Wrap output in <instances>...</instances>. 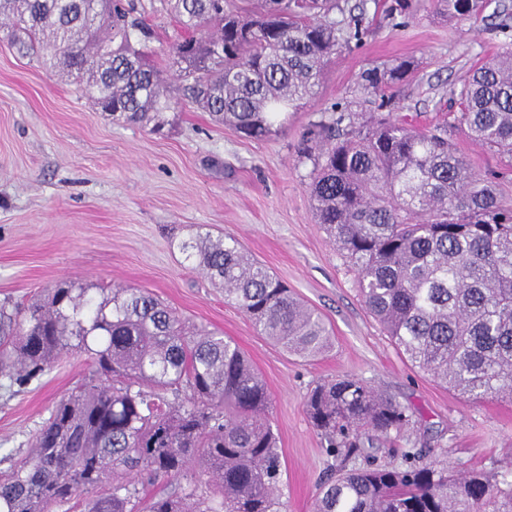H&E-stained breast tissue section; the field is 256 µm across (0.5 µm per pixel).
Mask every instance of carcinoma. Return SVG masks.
I'll return each instance as SVG.
<instances>
[{
    "mask_svg": "<svg viewBox=\"0 0 512 512\" xmlns=\"http://www.w3.org/2000/svg\"><path fill=\"white\" fill-rule=\"evenodd\" d=\"M181 35L169 47L177 79L214 121L248 137L274 132L313 98L336 51L359 42L338 0H159ZM438 13L479 17L487 0H434ZM132 0H0V29L52 75L115 120L164 123L172 97L151 64L150 33ZM414 61L364 74L379 112L345 109L301 148L312 162L319 223L356 276L370 312L415 367L478 401H512V201L475 172L462 133L512 167V47L474 66L457 111L420 129L383 109ZM180 250L258 334L301 357L325 352L321 317L233 238L198 235ZM97 299L64 282L19 307L0 300V381L22 392L73 350L84 383L57 401L28 454L0 471V512H283L278 438L267 386L240 347L190 330L149 292L114 287ZM305 412L340 463L313 512H512V481L457 476L407 451L391 467L365 456L363 436H388L408 410L345 377L310 390ZM159 480L175 490L147 496Z\"/></svg>",
    "mask_w": 512,
    "mask_h": 512,
    "instance_id": "obj_1",
    "label": "carcinoma"
}]
</instances>
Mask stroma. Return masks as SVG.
Masks as SVG:
<instances>
[{
    "mask_svg": "<svg viewBox=\"0 0 512 512\" xmlns=\"http://www.w3.org/2000/svg\"><path fill=\"white\" fill-rule=\"evenodd\" d=\"M355 10L361 42L327 65L318 95L289 113L269 137L249 139L214 122L187 100L164 113L154 133L113 122L75 85L49 75L35 58L0 41V299L25 302L63 280L90 288L146 290L186 322L223 333L266 382L270 419L282 453L283 512H312L316 488L335 465L304 402L321 381L356 377L408 409L411 423L375 440L376 464L406 451L460 472L512 480V401L475 402L411 365L366 308L355 277L310 197L312 164L304 140L344 108L376 111L364 71L414 60L394 89V115L425 124L449 111L469 69L504 45L512 0H489L480 17L448 19L433 0L396 24L384 9ZM152 30L155 61L179 30L159 0H136ZM235 238L324 319L333 345L303 359L260 336L179 250L196 230ZM87 372L73 352L21 393L0 389V469L26 455L48 410Z\"/></svg>",
    "mask_w": 512,
    "mask_h": 512,
    "instance_id": "obj_1",
    "label": "stroma"
}]
</instances>
